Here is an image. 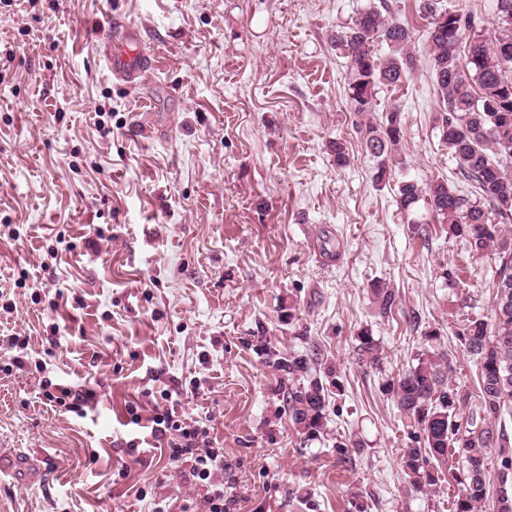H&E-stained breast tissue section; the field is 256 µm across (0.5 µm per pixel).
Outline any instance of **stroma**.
<instances>
[{
    "instance_id": "stroma-1",
    "label": "stroma",
    "mask_w": 512,
    "mask_h": 512,
    "mask_svg": "<svg viewBox=\"0 0 512 512\" xmlns=\"http://www.w3.org/2000/svg\"><path fill=\"white\" fill-rule=\"evenodd\" d=\"M369 0H11L0 8V512H183L182 467L129 424L163 391L207 422L224 454L226 512H450L451 481L411 491L401 413L381 384L425 331L474 390L456 334L490 315L494 255L472 256L396 180L454 179L427 62L379 89L401 111L404 164L372 182L333 46ZM141 28L154 68L129 86L96 50L112 23ZM155 123L143 136L140 120ZM343 141L339 168L327 145ZM451 271L445 280L443 271ZM395 290L380 317L370 287ZM295 303L296 320L282 308ZM371 329L380 364L362 358ZM311 350L337 371L330 434L365 443L353 467L304 445L260 352ZM87 385L84 415L44 382Z\"/></svg>"
}]
</instances>
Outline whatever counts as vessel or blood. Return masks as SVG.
<instances>
[{"mask_svg":"<svg viewBox=\"0 0 512 512\" xmlns=\"http://www.w3.org/2000/svg\"><path fill=\"white\" fill-rule=\"evenodd\" d=\"M100 57L110 78L133 86L151 67L141 30L133 24L103 29L98 37Z\"/></svg>","mask_w":512,"mask_h":512,"instance_id":"1","label":"vessel or blood"}]
</instances>
